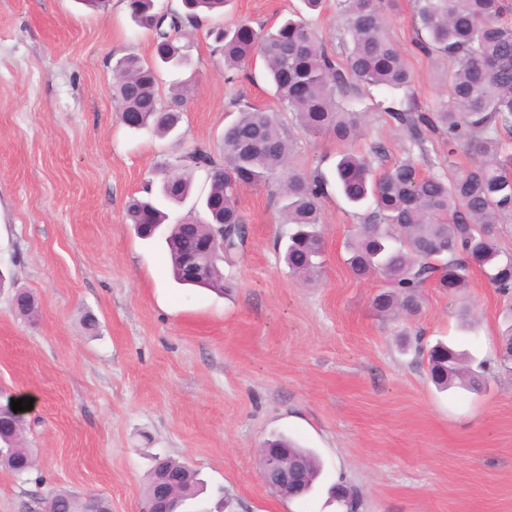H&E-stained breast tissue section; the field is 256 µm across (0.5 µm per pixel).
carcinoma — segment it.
Returning <instances> with one entry per match:
<instances>
[{
	"mask_svg": "<svg viewBox=\"0 0 512 512\" xmlns=\"http://www.w3.org/2000/svg\"><path fill=\"white\" fill-rule=\"evenodd\" d=\"M228 0H181V8L166 13L154 0H127L131 17L153 32L154 63L129 55L117 64L112 96L117 111L138 112L139 127L165 137L181 120L185 92L162 101L156 64L180 67L188 62L180 45L183 28L199 13H220ZM349 43L338 63L302 19L288 18L274 30L254 29L242 21L214 33L217 50L229 70H242L260 60L277 101L296 114L299 127L311 135H327L341 144L355 140L362 116L337 96H351L363 87L405 89L411 73L388 35L378 0H342ZM502 0H415V20L426 33L423 51H435L455 63L448 72L449 100L435 112L414 114L386 108L390 116L414 131L423 127L448 136V146L472 145L476 159L465 170L446 178L421 176L409 161L399 162L371 177L372 158L386 156L374 145L372 157L344 151L332 177L307 174L293 165L292 145L272 112L242 109L224 129V163L194 149L172 164L162 182L161 196L181 203L190 196L193 172H207L209 190L202 199L205 233L224 226V253L217 264H232L245 246L239 224V188L279 181L281 223L288 225L284 261L289 272L309 280L322 272L324 242L319 210L331 183L356 206L372 202L347 244L346 263L360 280L375 276L381 291L372 306L383 317L415 313L428 286L453 297L467 287L478 268L498 292H512V256H503L494 241V225L512 218V151L502 134L512 136V22L501 21ZM224 201L210 210L207 201ZM132 224L148 217L166 219L155 202L134 198L129 203ZM184 225L168 229L166 242L174 280L184 284L182 244ZM428 372L440 389L475 390L482 372L474 369L453 346L438 342L426 351ZM31 450L24 444L23 426L9 416L0 418V464L8 470L30 468ZM298 462L305 472L304 492L313 488L321 471L318 454L279 435L262 450V469ZM175 478L174 512H188L202 490L197 473L170 457L154 460L147 473L145 497L159 478ZM85 498L73 491H53L34 500L29 512H84Z\"/></svg>",
	"mask_w": 512,
	"mask_h": 512,
	"instance_id": "carcinoma-1",
	"label": "carcinoma"
}]
</instances>
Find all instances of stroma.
Wrapping results in <instances>:
<instances>
[{"label": "stroma", "mask_w": 512, "mask_h": 512, "mask_svg": "<svg viewBox=\"0 0 512 512\" xmlns=\"http://www.w3.org/2000/svg\"><path fill=\"white\" fill-rule=\"evenodd\" d=\"M387 28L413 74L408 90L373 87L355 104L362 134L351 151L383 145L375 173L411 161L423 175L465 168L466 144L416 145L386 113L391 103L432 112L448 100L451 64L418 43L413 0H382ZM343 52L341 0H230L180 40L187 67L161 68L162 97L186 86L179 128L160 138L125 125L112 99L117 61L153 58L151 31L125 0L97 11L83 0H0V402L27 398L24 439L36 467L0 468V512H27L33 496L66 489L105 498L112 512H142L152 455L186 462L206 485L199 512H345L331 496L353 493L357 512H512V372L498 362L512 324V296L473 271L457 302L426 289L417 314L372 309L378 280L353 278L345 244L364 208L324 198L321 274L304 283L283 259L277 182L238 195L250 229L223 292L185 288L170 272L163 236L143 239L126 217L131 197L159 184L178 156H223L224 126L239 108L277 111L301 169L331 171L342 147L310 136L280 107L261 68L232 72L209 35L218 25H278L293 13ZM31 292L35 316L12 304ZM93 315L96 333L83 318ZM443 340L484 362L480 391L442 392L418 346ZM285 434L315 449L321 475L302 499L272 494L259 450Z\"/></svg>", "instance_id": "1"}]
</instances>
